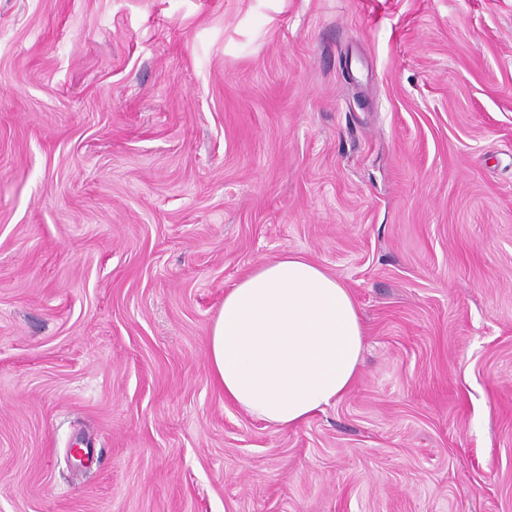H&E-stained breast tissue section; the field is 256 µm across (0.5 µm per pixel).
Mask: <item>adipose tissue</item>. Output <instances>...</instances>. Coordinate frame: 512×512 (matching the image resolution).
I'll return each mask as SVG.
<instances>
[{
  "mask_svg": "<svg viewBox=\"0 0 512 512\" xmlns=\"http://www.w3.org/2000/svg\"><path fill=\"white\" fill-rule=\"evenodd\" d=\"M365 330L349 288L307 257L256 263L224 294L207 354L215 387L266 425L308 422L354 387Z\"/></svg>",
  "mask_w": 512,
  "mask_h": 512,
  "instance_id": "obj_1",
  "label": "adipose tissue"
}]
</instances>
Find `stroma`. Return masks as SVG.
I'll return each mask as SVG.
<instances>
[{
	"label": "stroma",
	"instance_id": "1",
	"mask_svg": "<svg viewBox=\"0 0 512 512\" xmlns=\"http://www.w3.org/2000/svg\"><path fill=\"white\" fill-rule=\"evenodd\" d=\"M287 250L366 351L282 431L207 340ZM0 512H512V0H0Z\"/></svg>",
	"mask_w": 512,
	"mask_h": 512
}]
</instances>
